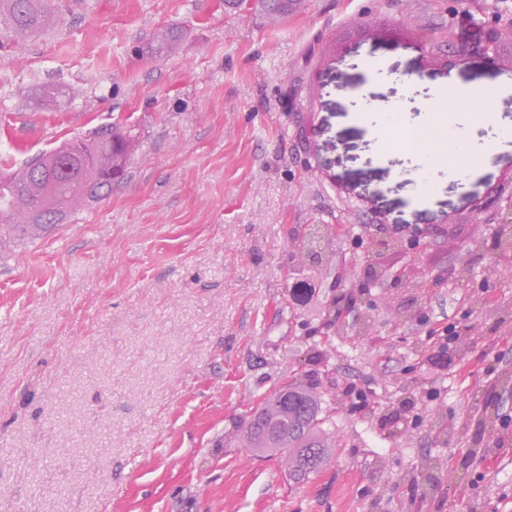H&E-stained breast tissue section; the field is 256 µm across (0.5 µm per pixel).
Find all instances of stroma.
Returning <instances> with one entry per match:
<instances>
[{"instance_id": "1", "label": "stroma", "mask_w": 512, "mask_h": 512, "mask_svg": "<svg viewBox=\"0 0 512 512\" xmlns=\"http://www.w3.org/2000/svg\"><path fill=\"white\" fill-rule=\"evenodd\" d=\"M460 2L305 0L272 22L224 0H68L38 35L0 28V170L103 124L139 138L108 195L0 258V512H512V258L439 277L489 236L471 202L512 174V144L419 198L412 160L353 116L359 91L423 121L453 73L507 79L493 109L512 124V33L453 72L401 45ZM167 28L176 45L143 57ZM59 84L72 98L45 101ZM312 224L332 264L299 252ZM415 229L420 249L379 262L432 286L371 289L332 321L362 233ZM450 321L474 333L436 376ZM296 378L333 444L300 482L239 441Z\"/></svg>"}]
</instances>
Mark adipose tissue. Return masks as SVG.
Here are the masks:
<instances>
[{
  "mask_svg": "<svg viewBox=\"0 0 512 512\" xmlns=\"http://www.w3.org/2000/svg\"><path fill=\"white\" fill-rule=\"evenodd\" d=\"M456 87V80H449L447 92L423 101L422 110L427 117L423 125L412 123L406 113L381 109L366 98L360 101L375 123V149L405 155L416 164L418 193H431L441 172L458 183H466L505 143L512 141V127L494 123L489 110L487 94L500 89L501 83L497 80L487 79L475 85L476 95L468 100L469 115L455 122L438 123L436 117L448 102L450 90ZM476 120L491 125L487 136H476L472 128Z\"/></svg>",
  "mask_w": 512,
  "mask_h": 512,
  "instance_id": "1",
  "label": "adipose tissue"
}]
</instances>
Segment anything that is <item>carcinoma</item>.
Here are the masks:
<instances>
[{
  "label": "carcinoma",
  "instance_id": "carcinoma-1",
  "mask_svg": "<svg viewBox=\"0 0 512 512\" xmlns=\"http://www.w3.org/2000/svg\"><path fill=\"white\" fill-rule=\"evenodd\" d=\"M253 11L285 18L302 0H252ZM57 15L45 0H0V23L18 37L54 24ZM179 36L174 29L158 34L147 47L156 58ZM135 136L104 125L50 152L27 158L13 171L0 173V231L24 240L60 224L77 204L99 199L112 189L110 175H124ZM321 399L292 382L266 396L244 421L243 441L255 453L287 457L291 475L303 480L318 472L328 456Z\"/></svg>",
  "mask_w": 512,
  "mask_h": 512
}]
</instances>
